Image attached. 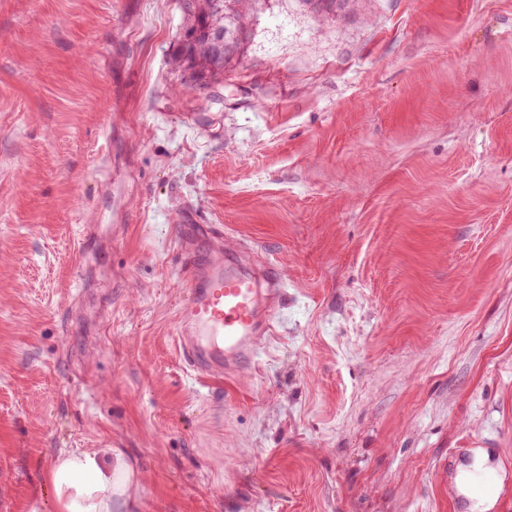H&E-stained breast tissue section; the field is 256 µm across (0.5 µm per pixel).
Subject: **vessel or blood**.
I'll return each mask as SVG.
<instances>
[{
    "instance_id": "1",
    "label": "vessel or blood",
    "mask_w": 512,
    "mask_h": 512,
    "mask_svg": "<svg viewBox=\"0 0 512 512\" xmlns=\"http://www.w3.org/2000/svg\"><path fill=\"white\" fill-rule=\"evenodd\" d=\"M181 252L189 296L175 324L178 354L203 377L239 374L274 329L282 274L245 271L234 250L215 242L202 254L186 240Z\"/></svg>"
}]
</instances>
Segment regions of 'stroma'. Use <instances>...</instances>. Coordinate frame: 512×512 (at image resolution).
<instances>
[{
	"label": "stroma",
	"mask_w": 512,
	"mask_h": 512,
	"mask_svg": "<svg viewBox=\"0 0 512 512\" xmlns=\"http://www.w3.org/2000/svg\"><path fill=\"white\" fill-rule=\"evenodd\" d=\"M184 26L0 0V512L84 448L127 512H455L449 449L512 464V0H265L187 94ZM185 212L286 272L221 381L176 350Z\"/></svg>",
	"instance_id": "35a3bbf8"
}]
</instances>
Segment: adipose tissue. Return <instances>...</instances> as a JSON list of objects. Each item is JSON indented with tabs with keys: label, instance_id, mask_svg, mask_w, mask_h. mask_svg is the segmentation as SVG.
Here are the masks:
<instances>
[{
	"label": "adipose tissue",
	"instance_id": "obj_1",
	"mask_svg": "<svg viewBox=\"0 0 512 512\" xmlns=\"http://www.w3.org/2000/svg\"><path fill=\"white\" fill-rule=\"evenodd\" d=\"M122 458L106 459L95 449L62 452L55 460L49 481L62 512H120L136 490L134 480L112 483V474L126 471Z\"/></svg>",
	"mask_w": 512,
	"mask_h": 512
}]
</instances>
